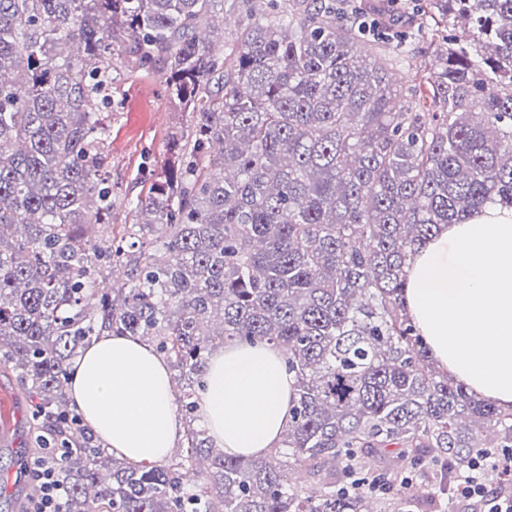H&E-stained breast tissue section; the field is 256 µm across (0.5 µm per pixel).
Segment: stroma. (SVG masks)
Returning a JSON list of instances; mask_svg holds the SVG:
<instances>
[{
	"label": "stroma",
	"mask_w": 512,
	"mask_h": 512,
	"mask_svg": "<svg viewBox=\"0 0 512 512\" xmlns=\"http://www.w3.org/2000/svg\"><path fill=\"white\" fill-rule=\"evenodd\" d=\"M112 99L117 109L112 113L106 167L115 204L109 223L94 227L99 238L120 234L124 225L133 223L126 201L145 191L142 175L160 167L173 128L192 129L190 113L170 103L161 73L133 66L120 52L112 59ZM0 433L6 438L0 449V512H16L19 500L31 492L29 484L17 483L16 471L21 458L33 451L32 424L21 386L7 372L0 374Z\"/></svg>",
	"instance_id": "35a3bbf8"
}]
</instances>
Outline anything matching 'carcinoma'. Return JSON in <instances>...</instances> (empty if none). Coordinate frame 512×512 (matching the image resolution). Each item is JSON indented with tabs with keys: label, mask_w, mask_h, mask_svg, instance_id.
<instances>
[{
	"label": "carcinoma",
	"mask_w": 512,
	"mask_h": 512,
	"mask_svg": "<svg viewBox=\"0 0 512 512\" xmlns=\"http://www.w3.org/2000/svg\"><path fill=\"white\" fill-rule=\"evenodd\" d=\"M236 17L224 49L203 36ZM353 0H0V370L34 444L63 453L69 512H415L512 449V411L436 370L404 307L408 258L442 224L512 207V0H425L395 43L362 40ZM459 22L437 68L413 40ZM158 67L191 113L120 236L105 165L112 55ZM122 267L120 288L107 285ZM105 331L150 341L183 382L182 454L132 466L67 397ZM284 348L281 447L229 457L194 426L219 337ZM386 485L373 494L361 484Z\"/></svg>",
	"instance_id": "1"
}]
</instances>
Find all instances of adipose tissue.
<instances>
[{
  "instance_id": "adipose-tissue-1",
  "label": "adipose tissue",
  "mask_w": 512,
  "mask_h": 512,
  "mask_svg": "<svg viewBox=\"0 0 512 512\" xmlns=\"http://www.w3.org/2000/svg\"><path fill=\"white\" fill-rule=\"evenodd\" d=\"M405 306L443 372L512 410V210L442 225L410 265ZM285 360L266 343L213 349L199 411L215 447L253 458L279 447L295 394ZM67 393L88 432L130 462L163 460L182 435L167 367L135 337L96 340Z\"/></svg>"
}]
</instances>
